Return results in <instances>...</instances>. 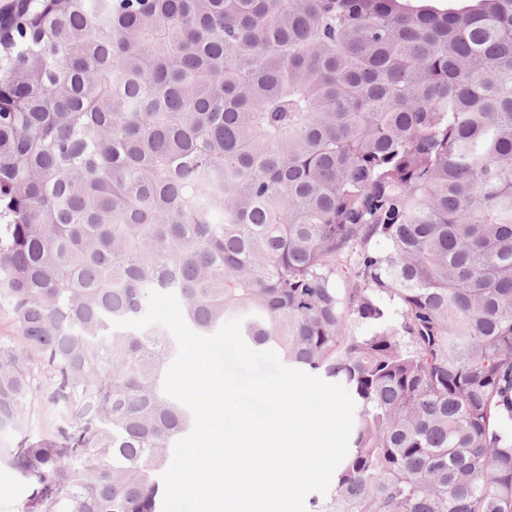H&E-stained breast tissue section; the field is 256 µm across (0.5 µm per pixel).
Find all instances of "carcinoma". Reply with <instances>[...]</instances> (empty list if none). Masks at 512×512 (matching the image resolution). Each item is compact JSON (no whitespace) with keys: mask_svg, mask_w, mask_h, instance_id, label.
Instances as JSON below:
<instances>
[{"mask_svg":"<svg viewBox=\"0 0 512 512\" xmlns=\"http://www.w3.org/2000/svg\"><path fill=\"white\" fill-rule=\"evenodd\" d=\"M0 465L159 512L210 335L343 385L312 512H512V0H16L0 15ZM48 404L54 440L25 431Z\"/></svg>","mask_w":512,"mask_h":512,"instance_id":"obj_1","label":"carcinoma"}]
</instances>
